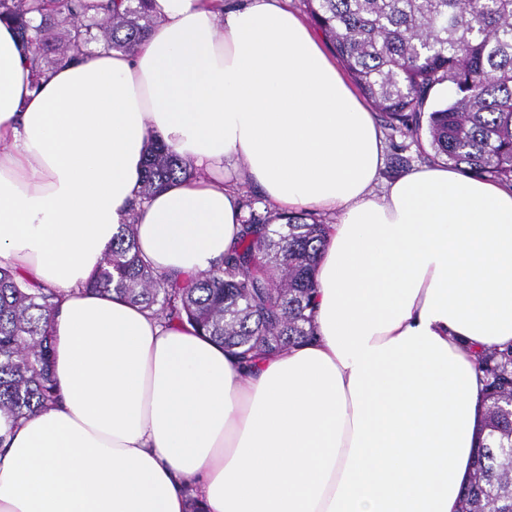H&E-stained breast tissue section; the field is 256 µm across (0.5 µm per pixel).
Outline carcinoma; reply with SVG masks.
<instances>
[{
	"label": "carcinoma",
	"mask_w": 512,
	"mask_h": 512,
	"mask_svg": "<svg viewBox=\"0 0 512 512\" xmlns=\"http://www.w3.org/2000/svg\"><path fill=\"white\" fill-rule=\"evenodd\" d=\"M352 80L383 120L425 136L438 158L512 184V0H305ZM33 63L74 62L95 44L130 53L152 29L149 0H0ZM448 85V99L430 100ZM191 162L148 141L144 174L127 220L91 278L163 323H188L248 364L314 336V264L327 221L308 212L245 214L233 248L196 276L164 275L140 258L137 209L193 177ZM60 294L0 267V414L25 418L57 400L51 325ZM486 406L459 512H512V347L480 358Z\"/></svg>",
	"instance_id": "carcinoma-1"
}]
</instances>
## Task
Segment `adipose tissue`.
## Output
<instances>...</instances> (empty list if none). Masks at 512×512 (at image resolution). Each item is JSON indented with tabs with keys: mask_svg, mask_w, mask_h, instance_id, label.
I'll return each instance as SVG.
<instances>
[{
	"mask_svg": "<svg viewBox=\"0 0 512 512\" xmlns=\"http://www.w3.org/2000/svg\"><path fill=\"white\" fill-rule=\"evenodd\" d=\"M151 8L135 52L38 78L0 21V267L62 294V402L0 414V512H458L477 356L512 345V186L435 164L376 194L374 114L288 0ZM154 135L196 169L139 210L158 271L220 261L244 182L278 211L336 213L312 340L246 367L88 289Z\"/></svg>",
	"mask_w": 512,
	"mask_h": 512,
	"instance_id": "obj_1",
	"label": "adipose tissue"
}]
</instances>
